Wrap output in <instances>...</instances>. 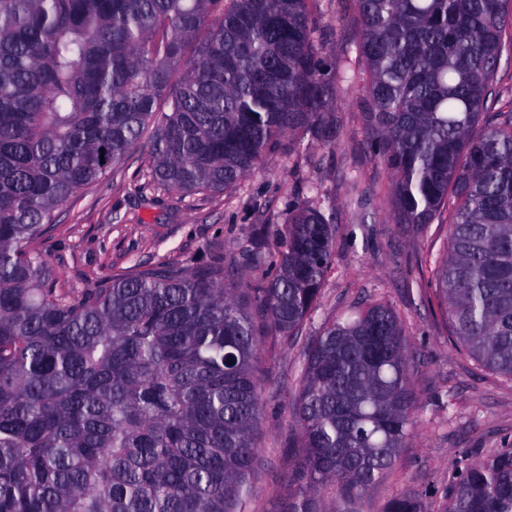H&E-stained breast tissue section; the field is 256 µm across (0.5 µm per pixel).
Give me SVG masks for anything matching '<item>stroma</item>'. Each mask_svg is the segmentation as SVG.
<instances>
[{"instance_id": "1", "label": "stroma", "mask_w": 512, "mask_h": 512, "mask_svg": "<svg viewBox=\"0 0 512 512\" xmlns=\"http://www.w3.org/2000/svg\"><path fill=\"white\" fill-rule=\"evenodd\" d=\"M354 9L353 0L313 5L331 70L351 63ZM364 84L361 78L340 83L332 104L334 144L309 146L291 160L270 154L265 168L221 193L139 192L150 166L149 149L140 146L70 197L51 235L37 245L62 288H89L142 263L193 267L214 259L223 260L230 286L254 288L266 273L264 257L279 247L289 200L309 197L311 185H319L336 210V247L305 335L354 306L385 302L400 313L418 363L411 383L425 412L399 464L373 490L371 504L380 512L390 498L409 491L439 503L455 454L480 456L512 438V381L461 352L433 296L432 271L446 246L449 212L419 231L392 220L389 177L367 146ZM259 342L264 415L255 437L253 491L243 508L276 512L288 492L291 404L304 353L299 341L263 336Z\"/></svg>"}]
</instances>
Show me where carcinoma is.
I'll return each mask as SVG.
<instances>
[{"mask_svg":"<svg viewBox=\"0 0 512 512\" xmlns=\"http://www.w3.org/2000/svg\"><path fill=\"white\" fill-rule=\"evenodd\" d=\"M310 2L0 0V512H241L263 416L251 309L297 337L333 264L330 202L288 203L247 303L221 260L58 288L31 243L148 131L140 189L185 195L237 186L284 138L290 158L331 145L356 74L327 71ZM355 6L393 220L420 229L452 206L436 296L460 346L512 379V111L484 113L512 0ZM414 369L387 303L321 326L278 512H368L424 410ZM381 512H512V441L455 456L437 506L407 492Z\"/></svg>","mask_w":512,"mask_h":512,"instance_id":"carcinoma-1","label":"carcinoma"}]
</instances>
